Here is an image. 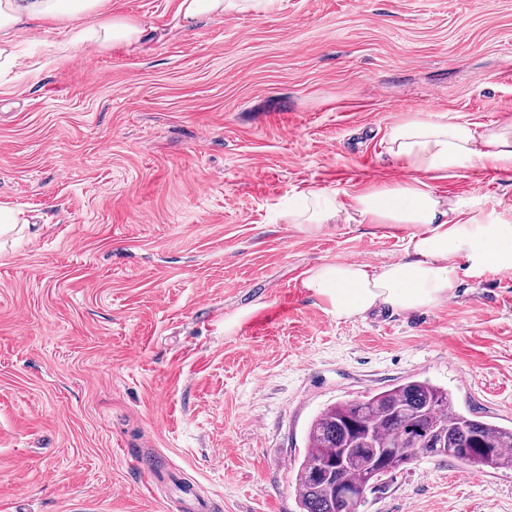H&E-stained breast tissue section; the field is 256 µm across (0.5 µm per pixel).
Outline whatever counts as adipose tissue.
<instances>
[{"instance_id": "obj_1", "label": "adipose tissue", "mask_w": 512, "mask_h": 512, "mask_svg": "<svg viewBox=\"0 0 512 512\" xmlns=\"http://www.w3.org/2000/svg\"><path fill=\"white\" fill-rule=\"evenodd\" d=\"M102 0H0V63L14 55L6 36L47 22L96 12ZM389 151L416 177L395 188L368 191L356 211L369 224L413 229L399 260L373 267L349 260L324 262L306 271L302 285L320 296L328 312L350 320L385 305L416 312L448 301L462 276L476 269L512 272V217L486 220L483 201L443 200L428 175L478 165L512 179V129L478 132L467 123L415 119L394 127Z\"/></svg>"}]
</instances>
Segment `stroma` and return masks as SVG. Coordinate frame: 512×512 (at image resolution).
Returning a JSON list of instances; mask_svg holds the SVG:
<instances>
[{"label":"stroma","instance_id":"35a3bbf8","mask_svg":"<svg viewBox=\"0 0 512 512\" xmlns=\"http://www.w3.org/2000/svg\"><path fill=\"white\" fill-rule=\"evenodd\" d=\"M181 0H103L14 32L0 76V512H299L290 465L324 407L410 376L512 427V272L411 313L339 321L325 261L400 259L410 228L351 221L411 178L390 129L512 122V0H276L189 23ZM144 26L115 48L103 25ZM512 206V181L431 178ZM335 196L345 220L282 213ZM152 460L148 477L141 460ZM362 512H512V471L423 458Z\"/></svg>","mask_w":512,"mask_h":512}]
</instances>
